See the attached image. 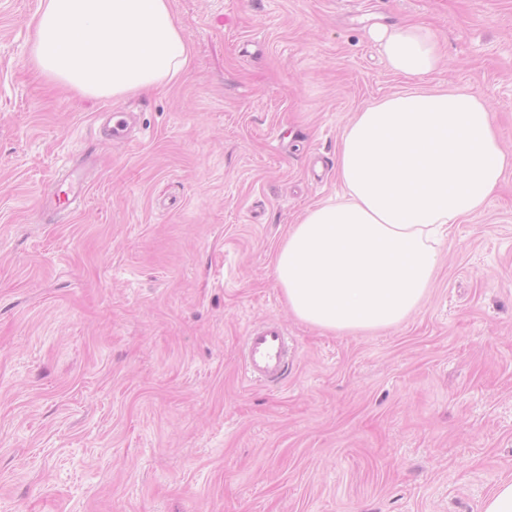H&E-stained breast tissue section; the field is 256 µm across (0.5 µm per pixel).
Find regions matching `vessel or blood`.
<instances>
[{
	"label": "vessel or blood",
	"mask_w": 512,
	"mask_h": 512,
	"mask_svg": "<svg viewBox=\"0 0 512 512\" xmlns=\"http://www.w3.org/2000/svg\"><path fill=\"white\" fill-rule=\"evenodd\" d=\"M84 186L71 174H64L41 197L44 208L54 212L70 210L81 200ZM243 372L255 383L276 386L282 383L288 371L290 356L294 351L282 326L265 321L251 326L243 340Z\"/></svg>",
	"instance_id": "obj_1"
}]
</instances>
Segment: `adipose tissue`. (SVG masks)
Returning a JSON list of instances; mask_svg holds the SVG:
<instances>
[{
	"mask_svg": "<svg viewBox=\"0 0 512 512\" xmlns=\"http://www.w3.org/2000/svg\"><path fill=\"white\" fill-rule=\"evenodd\" d=\"M27 26L33 69L86 98L153 92L190 58L172 0H39ZM377 37L391 68L420 85L344 127L340 193L290 226L274 266L291 312L333 334L381 332L415 312L441 242L512 169L486 102L463 88L423 86L438 60L429 30L397 25Z\"/></svg>",
	"mask_w": 512,
	"mask_h": 512,
	"instance_id": "obj_1",
	"label": "adipose tissue"
}]
</instances>
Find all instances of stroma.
I'll list each match as a JSON object with an SVG mask.
<instances>
[{
	"label": "stroma",
	"instance_id": "stroma-1",
	"mask_svg": "<svg viewBox=\"0 0 512 512\" xmlns=\"http://www.w3.org/2000/svg\"><path fill=\"white\" fill-rule=\"evenodd\" d=\"M37 6L0 0V512H480L512 478V173L391 330L301 322L273 264L343 128L411 85L383 26L428 27L427 86L484 99L512 155V0H172L187 72L122 99L33 75ZM269 319L296 355L257 387L238 345ZM73 171H70L57 180L53 186L41 196L44 208L54 212L70 210L72 205L81 200L84 186L82 182L72 178Z\"/></svg>",
	"mask_w": 512,
	"mask_h": 512
}]
</instances>
